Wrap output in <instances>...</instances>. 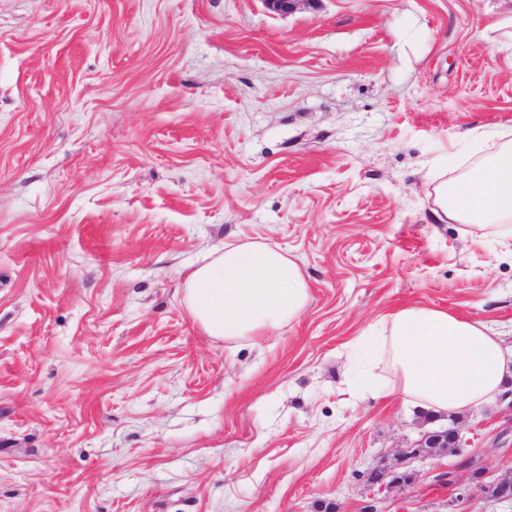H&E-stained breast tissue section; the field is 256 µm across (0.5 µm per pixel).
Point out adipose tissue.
I'll use <instances>...</instances> for the list:
<instances>
[{
  "instance_id": "1",
  "label": "adipose tissue",
  "mask_w": 512,
  "mask_h": 512,
  "mask_svg": "<svg viewBox=\"0 0 512 512\" xmlns=\"http://www.w3.org/2000/svg\"><path fill=\"white\" fill-rule=\"evenodd\" d=\"M497 149L459 178L435 187L433 218L512 235V132L485 130ZM309 285L287 251L263 242L227 244L191 268L183 302L207 336L228 342L299 320ZM364 356L357 388L402 398L433 413H458L494 399L512 377V346L478 321L428 306L390 313L356 340Z\"/></svg>"
}]
</instances>
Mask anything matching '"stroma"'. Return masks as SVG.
<instances>
[{"label": "stroma", "mask_w": 512, "mask_h": 512, "mask_svg": "<svg viewBox=\"0 0 512 512\" xmlns=\"http://www.w3.org/2000/svg\"><path fill=\"white\" fill-rule=\"evenodd\" d=\"M512 0H0V512H496L512 410L456 416L462 458L412 465L422 410L356 394L348 353L407 305L512 345V237L434 222L512 128ZM262 239L299 321L204 335L181 273ZM465 455V456H466ZM453 473L452 484L436 476Z\"/></svg>", "instance_id": "1"}]
</instances>
